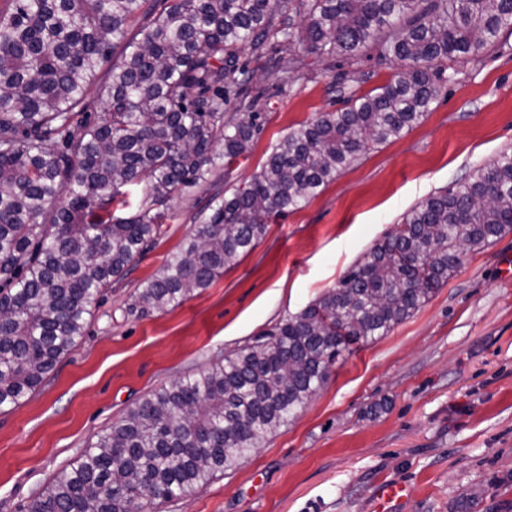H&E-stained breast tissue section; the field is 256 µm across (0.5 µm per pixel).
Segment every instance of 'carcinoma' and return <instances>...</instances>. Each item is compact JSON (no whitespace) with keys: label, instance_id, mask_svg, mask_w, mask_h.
Instances as JSON below:
<instances>
[{"label":"carcinoma","instance_id":"carcinoma-1","mask_svg":"<svg viewBox=\"0 0 512 512\" xmlns=\"http://www.w3.org/2000/svg\"><path fill=\"white\" fill-rule=\"evenodd\" d=\"M5 0L0 9V410L34 393L83 338L112 280L152 244L154 205L249 153L240 54L306 43L348 61L375 47L397 78L294 129L259 174L146 282L130 312L182 304L355 164L419 123L449 64L512 29V0ZM300 24H295V18ZM138 30L129 35V22ZM122 61L97 82L103 63ZM102 115L93 113L95 103ZM223 144L217 150V143ZM512 231V151L418 202L299 315L162 386L60 470L27 512H151L237 467L317 392L354 344L387 335L454 272L464 248Z\"/></svg>","mask_w":512,"mask_h":512}]
</instances>
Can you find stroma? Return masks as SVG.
Listing matches in <instances>:
<instances>
[{
    "label": "stroma",
    "mask_w": 512,
    "mask_h": 512,
    "mask_svg": "<svg viewBox=\"0 0 512 512\" xmlns=\"http://www.w3.org/2000/svg\"><path fill=\"white\" fill-rule=\"evenodd\" d=\"M260 113L250 154L163 206L151 249L113 281L77 347L21 405L0 410V512H24L53 476L153 390L205 370L300 313L428 195L512 148V32L453 64L421 122L371 146L250 253L183 304L129 313L138 288L192 235L214 194L257 175L298 125L393 81L360 52L338 66L270 45L243 51ZM512 232L464 251L447 284L383 337L344 354L308 404L237 468L158 512H512Z\"/></svg>",
    "instance_id": "35a3bbf8"
}]
</instances>
